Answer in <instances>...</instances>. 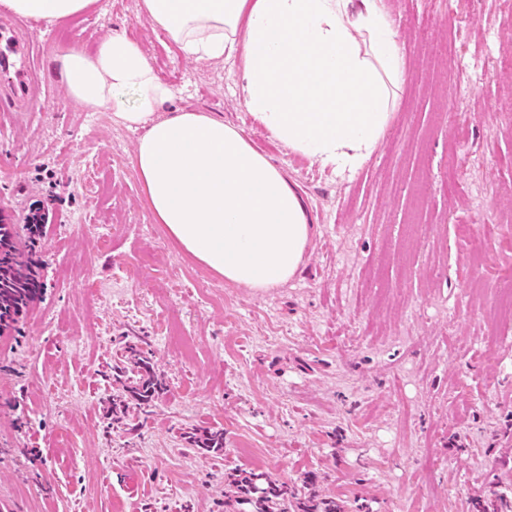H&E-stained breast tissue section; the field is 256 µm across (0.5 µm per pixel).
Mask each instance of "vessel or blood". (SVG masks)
<instances>
[{
	"mask_svg": "<svg viewBox=\"0 0 512 512\" xmlns=\"http://www.w3.org/2000/svg\"><path fill=\"white\" fill-rule=\"evenodd\" d=\"M34 28L20 17L0 15V112H27L40 86Z\"/></svg>",
	"mask_w": 512,
	"mask_h": 512,
	"instance_id": "b4317fda",
	"label": "vessel or blood"
}]
</instances>
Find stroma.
Masks as SVG:
<instances>
[{"mask_svg": "<svg viewBox=\"0 0 512 512\" xmlns=\"http://www.w3.org/2000/svg\"><path fill=\"white\" fill-rule=\"evenodd\" d=\"M138 4L39 22L34 109L0 112V214L49 201L54 215L42 296L19 346L0 335V512H225V474L257 467L348 512L512 503V324L492 305L512 270V0H380L404 83L349 180L276 141L230 63L174 49ZM112 32L154 60L173 109L238 127L287 172L313 224L294 280L224 282L155 222L143 129L87 111L51 62ZM127 334L167 385L134 432L112 419ZM195 427L223 430V454L189 448ZM127 474L145 486L133 502Z\"/></svg>", "mask_w": 512, "mask_h": 512, "instance_id": "35a3bbf8", "label": "stroma"}]
</instances>
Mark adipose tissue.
I'll return each instance as SVG.
<instances>
[{
    "label": "adipose tissue",
    "mask_w": 512,
    "mask_h": 512,
    "mask_svg": "<svg viewBox=\"0 0 512 512\" xmlns=\"http://www.w3.org/2000/svg\"><path fill=\"white\" fill-rule=\"evenodd\" d=\"M93 0H0L16 14L62 23ZM141 13L184 55L236 60L235 84L280 143L337 176L376 149L404 81V61L380 0H141ZM70 96L98 111L129 92L115 116L145 127L135 163L157 223L194 260L261 291L293 279L312 236L287 173L235 127L204 112L168 111L171 87L141 46L111 34L94 49L60 46Z\"/></svg>",
    "instance_id": "obj_1"
}]
</instances>
